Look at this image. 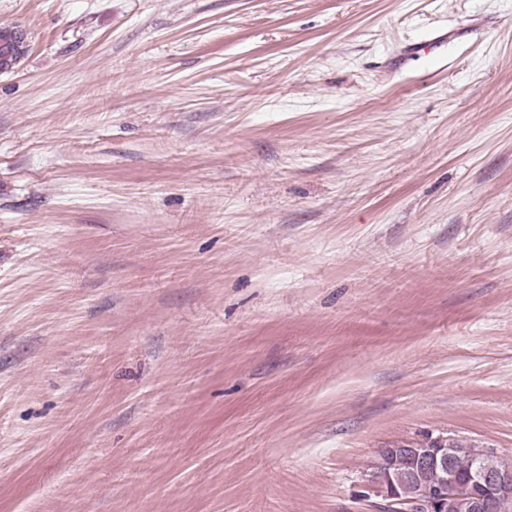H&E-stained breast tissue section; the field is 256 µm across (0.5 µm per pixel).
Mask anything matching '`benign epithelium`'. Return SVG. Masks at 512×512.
I'll return each mask as SVG.
<instances>
[{
    "label": "benign epithelium",
    "instance_id": "1",
    "mask_svg": "<svg viewBox=\"0 0 512 512\" xmlns=\"http://www.w3.org/2000/svg\"><path fill=\"white\" fill-rule=\"evenodd\" d=\"M399 451L408 457V477L415 488L411 500L401 498L399 483L388 469V457ZM460 452L462 449L454 447L450 438L440 435L399 447L390 444L380 450L383 467L365 479L360 497L379 499L381 512H453L461 502L467 503L471 512H512V474L476 467L461 477L454 466ZM431 469L440 470L442 479L424 497L421 475Z\"/></svg>",
    "mask_w": 512,
    "mask_h": 512
}]
</instances>
